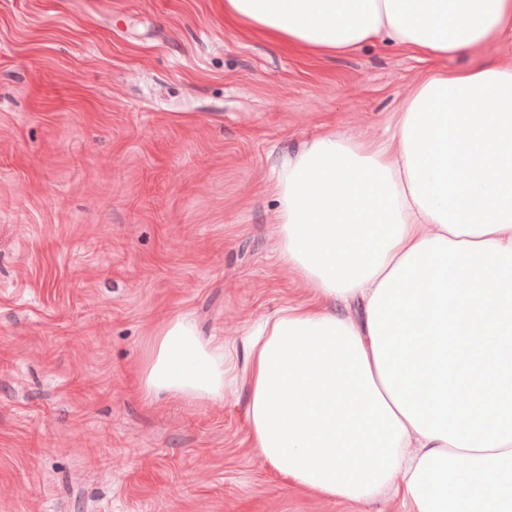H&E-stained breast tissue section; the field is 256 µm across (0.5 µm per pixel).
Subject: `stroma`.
Returning a JSON list of instances; mask_svg holds the SVG:
<instances>
[{
	"mask_svg": "<svg viewBox=\"0 0 512 512\" xmlns=\"http://www.w3.org/2000/svg\"><path fill=\"white\" fill-rule=\"evenodd\" d=\"M426 67L291 51L224 0H0V512H358L277 475L246 383L147 399L139 368L176 313L230 340L312 297L276 172L382 139Z\"/></svg>",
	"mask_w": 512,
	"mask_h": 512,
	"instance_id": "1",
	"label": "stroma"
}]
</instances>
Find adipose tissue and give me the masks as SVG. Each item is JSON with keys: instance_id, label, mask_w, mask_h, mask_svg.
<instances>
[{"instance_id": "1", "label": "adipose tissue", "mask_w": 512, "mask_h": 512, "mask_svg": "<svg viewBox=\"0 0 512 512\" xmlns=\"http://www.w3.org/2000/svg\"><path fill=\"white\" fill-rule=\"evenodd\" d=\"M317 56L380 41L428 61L390 133L328 131L274 184L278 252L313 288L252 333L190 314L151 336L144 397L248 385L255 448L293 487L409 512H512V0H224ZM345 314H336L334 304ZM472 58L479 59H512V44L509 42H495L476 47L466 56L448 59V67L460 68L465 66Z\"/></svg>"}]
</instances>
